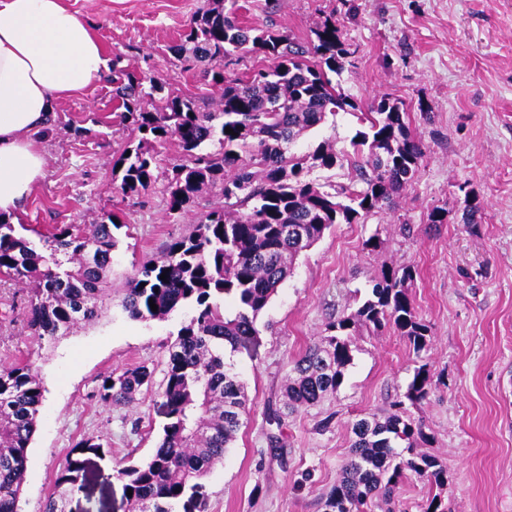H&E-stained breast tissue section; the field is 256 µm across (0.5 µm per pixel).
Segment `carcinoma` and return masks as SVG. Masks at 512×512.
<instances>
[{
	"label": "carcinoma",
	"instance_id": "carcinoma-1",
	"mask_svg": "<svg viewBox=\"0 0 512 512\" xmlns=\"http://www.w3.org/2000/svg\"><path fill=\"white\" fill-rule=\"evenodd\" d=\"M237 11V0H209L173 47L186 67L203 66L211 87L207 104L194 96H165L161 77L112 63L115 109L133 135L125 147L130 155L120 154L112 165L118 192L152 190L157 147L174 138L183 159L165 176L168 212L189 215L202 195L217 199L188 235L139 267L120 300L133 320H164L193 307L169 347L162 437L148 461L117 470L124 490L132 491L131 512H174L176 506L209 512L202 479L223 461L247 412L248 398L237 375L226 370L224 349L255 352L257 319L291 276L300 253L337 224H357L394 207L424 158L400 102L383 96L362 112L332 81L350 55L336 22H323L313 38L298 43L283 32L240 22ZM257 52L267 59L266 67L245 76L225 70L227 59ZM339 112H358L368 124L351 141L353 155L336 150L329 138L305 154L291 151L303 134ZM344 165L351 169L346 183L310 178L316 168ZM117 219L106 213L95 224L61 225L47 234L0 213V283L27 290L33 334L54 340L99 316L112 298L104 284L112 274ZM414 277L410 266L382 270L355 311L326 324L295 361L280 403L268 407V424L279 428L288 416L335 393L351 364L354 336L363 329L378 333L389 327L415 355L427 349L431 329L409 294ZM227 297L236 303L231 313L224 307ZM433 377L428 364L416 367L390 416L368 414L351 423L350 456L322 497L323 512H366L378 500L388 505L409 479L437 490L425 512H447L440 502L448 465L423 451L429 436L405 406L427 397ZM151 382L152 371L144 364L113 371L97 397L106 406L129 405ZM43 392L32 364L0 366V512H17ZM103 448L93 437L74 445L43 512H66L68 498L84 487L86 455Z\"/></svg>",
	"mask_w": 512,
	"mask_h": 512
}]
</instances>
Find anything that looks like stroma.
<instances>
[{
  "label": "stroma",
  "instance_id": "35a3bbf8",
  "mask_svg": "<svg viewBox=\"0 0 512 512\" xmlns=\"http://www.w3.org/2000/svg\"><path fill=\"white\" fill-rule=\"evenodd\" d=\"M66 2L92 23L108 57L162 75L167 92L209 95L200 71L184 70L170 51L206 0ZM238 3L244 23L301 41L335 15L351 50L343 92L363 107L383 96L403 102L427 153L394 208L335 225L297 258L258 318L256 354H225L249 413L223 463L204 479L209 512H323L321 498L349 456L350 420L387 416L422 361L433 385L410 413L432 439L429 453L448 464V512H512V0ZM37 139L46 176L13 221L49 232L117 213L123 226L112 253L113 291L189 232L190 217L169 214L160 189L142 198L116 192L112 162L129 132L115 113L111 76L62 100ZM467 203L478 209L470 225L461 221ZM436 206L448 216L435 226L427 215ZM372 237L381 242L374 250L365 246ZM406 265L416 270L412 303L431 327L427 352L415 357L390 330L357 337L336 394L286 420L279 431L286 455H271L267 408L294 360L330 319L357 308L382 269ZM26 314V291L0 286V365L33 362L45 388L18 512H42L69 449L84 437L101 439L104 454L91 457L88 489L67 512H127L113 472L153 453L168 348L191 309L142 321L112 301L98 319L52 342L26 328ZM140 364L153 379L132 404L98 402L102 376ZM327 416L330 428L319 430Z\"/></svg>",
  "mask_w": 512,
  "mask_h": 512
}]
</instances>
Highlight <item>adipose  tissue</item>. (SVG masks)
I'll list each match as a JSON object with an SVG mask.
<instances>
[{
  "mask_svg": "<svg viewBox=\"0 0 512 512\" xmlns=\"http://www.w3.org/2000/svg\"><path fill=\"white\" fill-rule=\"evenodd\" d=\"M107 68L90 24L64 0H0V212H14L45 176L35 133Z\"/></svg>",
  "mask_w": 512,
  "mask_h": 512,
  "instance_id": "ef3b65f1",
  "label": "adipose tissue"
}]
</instances>
